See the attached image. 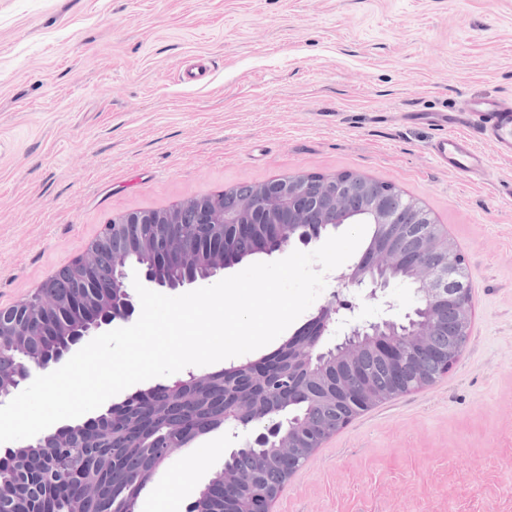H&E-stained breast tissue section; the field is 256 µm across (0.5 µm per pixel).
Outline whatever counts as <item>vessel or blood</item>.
<instances>
[{"mask_svg":"<svg viewBox=\"0 0 512 512\" xmlns=\"http://www.w3.org/2000/svg\"><path fill=\"white\" fill-rule=\"evenodd\" d=\"M437 122L456 130L455 135L440 137L430 146L437 163L445 169L471 180L486 177L489 165L476 148L480 140L491 141L500 153L512 155L511 100L470 96L438 113Z\"/></svg>","mask_w":512,"mask_h":512,"instance_id":"obj_1","label":"vessel or blood"}]
</instances>
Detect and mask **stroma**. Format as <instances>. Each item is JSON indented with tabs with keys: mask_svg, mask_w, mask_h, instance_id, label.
<instances>
[{
	"mask_svg": "<svg viewBox=\"0 0 512 512\" xmlns=\"http://www.w3.org/2000/svg\"><path fill=\"white\" fill-rule=\"evenodd\" d=\"M205 59L201 83L177 74ZM512 99V0H0V309L73 262L112 218L292 174L356 173L419 201L464 254L473 305L457 366L327 439L272 512H512V156L443 170L428 115ZM327 301L401 317L335 272ZM241 437L182 449L141 493L189 505ZM206 463L189 469L196 448Z\"/></svg>",
	"mask_w": 512,
	"mask_h": 512,
	"instance_id": "stroma-1",
	"label": "stroma"
}]
</instances>
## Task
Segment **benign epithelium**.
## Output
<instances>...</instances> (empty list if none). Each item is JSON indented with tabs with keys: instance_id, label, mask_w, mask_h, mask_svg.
I'll use <instances>...</instances> for the list:
<instances>
[{
	"instance_id": "benign-epithelium-1",
	"label": "benign epithelium",
	"mask_w": 512,
	"mask_h": 512,
	"mask_svg": "<svg viewBox=\"0 0 512 512\" xmlns=\"http://www.w3.org/2000/svg\"><path fill=\"white\" fill-rule=\"evenodd\" d=\"M234 193L226 190L219 196H202L183 201L162 210L133 212L112 219L101 234L92 240L72 263L61 267L69 288L78 294L95 284L99 292L84 299V313L74 319L71 329L54 318L60 305L70 298L52 297L56 275H51L37 291L16 306L0 310V404L20 384L63 363L84 341L112 329L116 322L129 321L136 312V294L129 280L128 254L147 253L154 247L163 249L172 267L189 266L192 248L178 233L184 224L206 230L214 224H233L246 238L254 236V225L265 228L264 240L271 252H282L295 242L309 244L320 239L318 229L326 224H373L380 231L386 265L408 271L414 288L415 304L427 303L428 319L422 322L406 314L401 324L390 317L374 321L351 322L342 318L341 310L349 306L330 302L320 307L272 354L225 369L254 377L257 368L277 363L276 375L284 383L276 405L253 401L245 394L241 399L250 406L237 405L230 410L228 426H241L248 431L247 442L261 448H278L282 461L288 462V432L284 431L282 406L300 397L288 385L296 373L313 362L361 342L367 336H383L375 345L391 378L410 360H418L417 349L426 346L427 337H439L433 367H420L422 386L438 381L458 363L466 339L471 335L473 308L465 257L447 232L440 228L417 201L406 197L393 185H381L362 175L342 173L332 176L297 174L282 176L251 187V193L225 202ZM195 265L205 270L202 275L182 276L162 282L151 271L141 268L140 282L146 288L177 290L199 285L224 271V252L209 251ZM338 280L346 286L369 289L376 299L391 284V278L380 269H361L352 265L343 270ZM25 309L29 322L14 320L16 312ZM453 309V322H448V309ZM51 336L73 337L69 347L47 363L39 352ZM198 400L210 391L209 374H189L170 384H157L139 390L120 403H109L90 413L79 424L82 442L95 446L100 441L106 421H118L131 410L132 402L165 396L168 406L187 402L186 393ZM70 426L61 425L20 442L23 447L41 448L43 453L24 461L27 470H39L55 459L49 441L62 439ZM193 440L177 437L160 445L159 463L169 460L173 452L185 448ZM213 491L224 493V501H245L243 512H271L272 495L249 490L244 482H235L227 469L216 472L208 484Z\"/></svg>"
}]
</instances>
